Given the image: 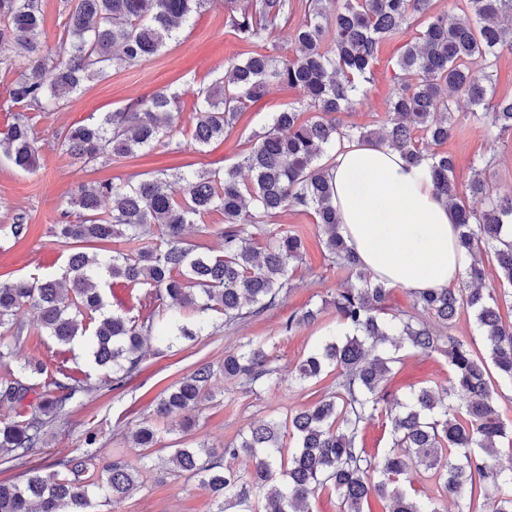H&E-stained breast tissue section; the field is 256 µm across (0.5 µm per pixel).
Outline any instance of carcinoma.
Returning <instances> with one entry per match:
<instances>
[{
  "mask_svg": "<svg viewBox=\"0 0 512 512\" xmlns=\"http://www.w3.org/2000/svg\"><path fill=\"white\" fill-rule=\"evenodd\" d=\"M206 0H70L64 23L70 50H45L40 0H0V53L23 50L22 72L7 88L9 122L0 154L24 172L37 169L41 146L29 113L54 112L86 83L115 67H132L155 55L192 26ZM225 25L256 50L230 58L224 74L192 92L194 124L189 145L200 150L224 141L242 112L277 87L296 89L298 101L272 115L253 132L241 161L223 169L160 170L136 182L90 180L79 187L49 233L69 247L59 279L0 281V365L16 363L0 377V461L26 464L48 445V426L91 392L87 376L61 366L20 361L26 324L17 311L29 309L32 327L58 345L87 340L91 363L117 386L140 371L145 353L192 339L210 326L214 313L224 325L259 317L282 302L290 286L288 262H301L302 238L288 230L269 232L257 248L250 229L271 224L288 209L311 211L322 242L347 282L324 300L336 323L300 362L291 379L318 383L336 372L334 389L283 421L253 425L218 450L205 443L178 448L169 470L197 481L212 497L213 512H310L321 493L336 496L339 512H363L371 496L387 512H483L476 484L496 491L489 512H512V466L499 463L501 440L512 435L497 410L488 365L512 382V325L500 305L512 302V189L491 184L493 160L477 163L466 185L474 204L459 199L454 163L447 153L424 154L415 130L440 146L455 130L451 111L461 92L482 108L470 120L501 137L512 134V97L494 98L492 73L498 51L512 49V0H464V17L450 20L433 0H224ZM305 17L295 23L298 9ZM293 26L289 51L262 52L276 33ZM397 74L386 103L388 119L378 131L346 124L339 117L366 94L381 43L402 37ZM185 102L160 90L148 98L104 112L95 121L72 124L61 146L82 166L110 164L136 152L168 147L175 114ZM372 139L398 151L410 165H427L436 191L456 214L457 242L472 261L461 285L412 295L410 308L388 305L389 289L372 280L339 232L330 182L332 152L345 141ZM247 171L248 178L241 177ZM183 185L174 195L172 182ZM212 212L223 226L205 225ZM221 238L216 254L190 241L185 230ZM18 213L0 224V236L14 241L28 232ZM97 246L89 253L78 244ZM493 258L496 282H486L482 254ZM146 289L138 313L107 310L102 289L111 281ZM469 310L487 355L456 334L460 312ZM322 309L294 312L282 326L293 335L315 323ZM439 353L448 358V386L425 383L403 397L384 384L402 363L401 352ZM224 379L258 395L285 378L268 342L248 340L224 355ZM215 372L198 365L162 392L155 415L191 425L213 399ZM34 401H29L30 395ZM389 427L391 446L381 454L359 447L367 426ZM136 448H152L157 433L141 425L132 433ZM250 462L241 473L227 460ZM93 455L62 456L26 470L20 483L0 481V512H90L92 492L81 481ZM148 464L115 459L102 468L97 489L119 503L141 486ZM424 473L434 481L429 496H410L404 483Z\"/></svg>",
  "mask_w": 512,
  "mask_h": 512,
  "instance_id": "obj_1",
  "label": "carcinoma"
}]
</instances>
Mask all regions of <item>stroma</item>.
<instances>
[{
  "label": "stroma",
  "instance_id": "obj_1",
  "mask_svg": "<svg viewBox=\"0 0 512 512\" xmlns=\"http://www.w3.org/2000/svg\"><path fill=\"white\" fill-rule=\"evenodd\" d=\"M399 41L383 43L374 64L370 94L361 99L353 111L343 113L345 123L376 130L386 120V99L393 84ZM250 44L240 41L225 25L223 0H209L195 26L181 31L157 55L134 67H117L102 79L85 84L82 91L61 109L33 115L36 135L42 145L38 169L31 173L16 170L0 155V224L10 223L15 213L27 216L28 236L19 242L0 238V279L9 281L24 277H50L57 274L66 254L65 247L53 244L48 230L66 209L67 201L78 185L90 179L145 178L160 169L185 165L196 168H222L235 163L250 147V136L269 120L273 112L295 102L298 93L291 89H274L262 101L243 112L233 131L223 143L197 151L187 146L186 139L193 124L191 109H184L176 123V146L159 147L139 157L113 163L89 172L76 163L61 147L65 131L75 122L126 106L131 100L150 96L167 88L183 92L211 83L224 70L225 60L232 55L250 52ZM455 108L463 118L443 149L455 162L459 184H466L472 166L480 157L493 154L498 158L490 172L491 182L501 188H512V136L493 140L469 119L471 106L467 98L455 96ZM275 224L298 233L307 247L306 262L294 271V290L287 299L264 315L231 327L209 329L196 340L173 345L160 355L147 356L140 372L122 388L96 381L92 393L80 406L74 407L64 422L53 424L52 441L36 456L35 461L47 465L62 455L81 456L93 453L94 464L84 474L86 482L99 481L102 467L116 458L134 462L139 451L131 444V433L145 421L152 422L160 437L152 448L153 457H166L174 449L207 442L223 448L250 425L287 415L311 405L321 391L333 383L325 378L319 386H280L261 395L241 392L223 375L212 380L215 399L205 404L195 426L181 431L176 420H161L154 414V400L167 386L188 375L196 363L219 365L226 351L249 339L267 340L273 346L277 366L282 372L292 371L300 360L327 335L336 324L332 308H325L321 319L292 336L282 335L280 327L296 310L321 305L322 299L345 280L343 270L328 261L319 242V229L312 213L285 211ZM20 353L48 368L65 365L74 373L87 370V357L82 345L66 351L47 338L32 336ZM448 379L445 356L408 352L387 384L393 395L432 380ZM96 419L103 429L97 445L86 448L84 432L89 419ZM209 495L196 481L169 470H150L141 487L115 505L94 504L92 512H212Z\"/></svg>",
  "mask_w": 512,
  "mask_h": 512
}]
</instances>
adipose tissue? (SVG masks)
I'll use <instances>...</instances> for the list:
<instances>
[{
    "mask_svg": "<svg viewBox=\"0 0 512 512\" xmlns=\"http://www.w3.org/2000/svg\"><path fill=\"white\" fill-rule=\"evenodd\" d=\"M333 155L340 232L376 278L416 293L459 286L471 258L426 170L374 141L343 143Z\"/></svg>",
    "mask_w": 512,
    "mask_h": 512,
    "instance_id": "ef3b65f1",
    "label": "adipose tissue"
}]
</instances>
